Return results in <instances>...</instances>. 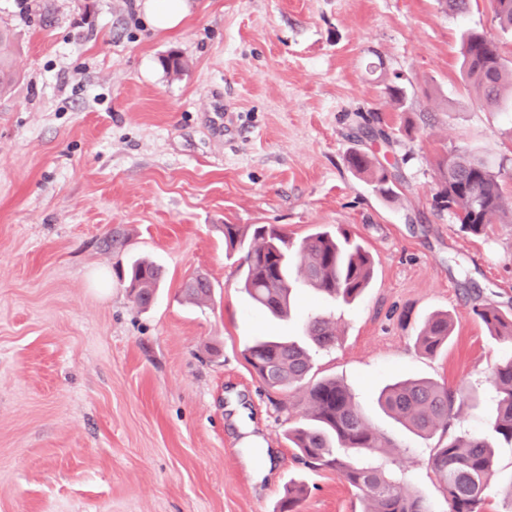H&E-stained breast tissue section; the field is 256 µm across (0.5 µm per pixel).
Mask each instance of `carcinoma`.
Instances as JSON below:
<instances>
[{"mask_svg":"<svg viewBox=\"0 0 512 512\" xmlns=\"http://www.w3.org/2000/svg\"><path fill=\"white\" fill-rule=\"evenodd\" d=\"M491 5L500 24L512 28V0H491ZM7 42V34L1 32V89L11 79ZM462 56L468 87L486 106L498 107L506 74L496 44L479 32H469L462 41ZM346 163L379 191L394 192L396 178L388 177L381 162L354 150L346 155ZM437 179L443 206L464 229L479 234L489 224H512V207L504 200L500 172L483 159L452 150L438 161ZM245 237L240 225H224L225 245L245 247L238 266L243 288L258 307L275 317L288 316L292 288L298 282L328 299L349 303L364 291L374 272L370 253L342 227L315 231L298 242L274 225L256 226L250 240ZM124 245L118 228L100 240L104 251L117 252ZM162 276V269L152 263H132L127 274L131 296L141 304L149 303ZM186 292L203 301L211 297V284L197 276L186 285ZM475 314L490 335L512 345V313L486 304L476 308ZM307 333L322 348L336 341V328L322 316L308 321ZM450 333L448 315L437 314L417 336L418 347L433 354L448 343ZM246 359L272 390L303 382L311 368L307 349L295 341L258 339L246 348ZM490 383L498 398L493 432L498 440L512 444V357L494 368ZM471 401V394L461 388L426 380L398 382L379 396L386 412L420 436L449 430ZM288 442L296 449L298 463L311 470H333L348 483L365 504L362 512H431L421 496L406 493L375 463L373 456L383 453L391 442L366 423L354 394L339 381L326 379L308 387L304 422L288 429ZM431 468L448 512H481L494 473L490 442L479 436H451L436 449ZM304 494V486H288L280 512H298Z\"/></svg>","mask_w":512,"mask_h":512,"instance_id":"obj_1","label":"carcinoma"}]
</instances>
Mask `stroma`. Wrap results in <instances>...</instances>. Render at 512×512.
I'll list each match as a JSON object with an SVG mask.
<instances>
[{
	"mask_svg": "<svg viewBox=\"0 0 512 512\" xmlns=\"http://www.w3.org/2000/svg\"><path fill=\"white\" fill-rule=\"evenodd\" d=\"M141 3L0 0L18 75L0 95V512H279L291 483L306 489L300 512H361L335 471L293 460L285 433L304 387L268 390L243 355L257 336L304 339L315 311L338 342L313 352L310 380L348 385L393 443L377 463L446 512L429 458L448 436L490 431L488 378L507 350L475 309L512 306V224L463 231L435 165L456 148L501 166L512 203V97L477 102L459 52L464 31L483 32L512 71V33L489 0L464 15L437 0H189L167 34ZM173 52L178 74L161 65ZM397 77L400 105L385 93ZM374 114L386 137L362 133ZM353 149L388 167L395 196L351 172ZM226 224L296 240L344 225L374 278L349 305L299 288L288 320L268 318L242 288ZM117 226L129 237L118 255L98 246ZM138 258L165 271L145 309L113 272ZM197 275L212 285L199 305L184 293ZM437 312L453 327L430 356L415 338ZM415 378L476 406L418 437L377 403ZM511 486L502 443L484 512H512Z\"/></svg>",
	"mask_w": 512,
	"mask_h": 512,
	"instance_id": "1",
	"label": "stroma"
}]
</instances>
